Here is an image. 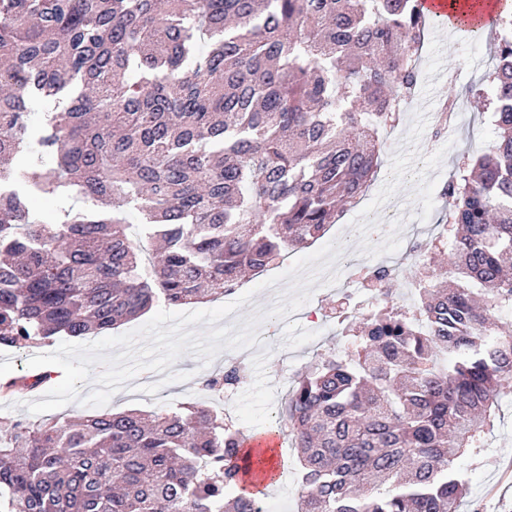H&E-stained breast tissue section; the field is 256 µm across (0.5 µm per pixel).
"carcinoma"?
<instances>
[{"label":"carcinoma","mask_w":512,"mask_h":512,"mask_svg":"<svg viewBox=\"0 0 512 512\" xmlns=\"http://www.w3.org/2000/svg\"><path fill=\"white\" fill-rule=\"evenodd\" d=\"M364 3L0 0V179L109 207L46 224L25 193L0 195V347L220 298L336 223L378 175L428 27L420 0ZM485 78L495 139L441 191L447 235L420 256L412 311L368 270L377 304L342 320L354 350L322 354L288 391L298 512H461L456 460L480 454L512 391L497 323L512 306V41ZM72 85L31 143V105ZM129 210L162 243L148 270ZM242 443L203 402L16 420L0 430V512H256Z\"/></svg>","instance_id":"obj_1"}]
</instances>
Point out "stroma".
<instances>
[{
    "instance_id": "1",
    "label": "stroma",
    "mask_w": 512,
    "mask_h": 512,
    "mask_svg": "<svg viewBox=\"0 0 512 512\" xmlns=\"http://www.w3.org/2000/svg\"><path fill=\"white\" fill-rule=\"evenodd\" d=\"M494 34L485 31L475 38L460 32L429 28L421 53L432 70H442V83L428 82L416 91L411 111L418 125L392 134V145L382 153L381 177L375 188L418 210L415 224L405 238L388 242L384 237L350 241L346 254L351 261L345 277L333 284H318L302 311L303 319L282 326H268L259 350L222 351L209 364L192 352H185L163 372L153 373L150 390L137 380L125 382L113 395L108 410L151 411L174 409L184 403L203 400L202 382L235 362H244L247 371L232 391V407L226 413L244 435L256 436L278 431V412L293 378L313 365L320 353L351 348L352 338L344 337L336 318L339 299L350 298L364 286L362 271L384 263L391 266L401 285L414 282L418 260L412 249L438 230L443 201L439 189L452 175L460 154L481 153L493 140L492 125L480 114L474 96L481 89L485 73L493 62ZM461 100L467 107L460 122L447 138L430 137V124L442 104ZM512 459V395L502 397L493 431L484 451L476 458H460L467 472L469 491L463 512H512V483L500 477L503 461Z\"/></svg>"
}]
</instances>
